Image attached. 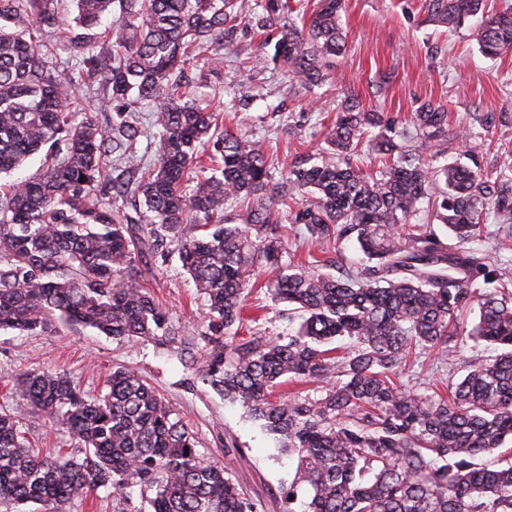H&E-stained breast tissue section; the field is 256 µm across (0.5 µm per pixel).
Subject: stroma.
<instances>
[{
	"instance_id": "stroma-1",
	"label": "stroma",
	"mask_w": 512,
	"mask_h": 512,
	"mask_svg": "<svg viewBox=\"0 0 512 512\" xmlns=\"http://www.w3.org/2000/svg\"><path fill=\"white\" fill-rule=\"evenodd\" d=\"M428 0H343L341 23L347 32L344 53L328 67L322 85L305 87L289 81L282 64L259 63L261 42L256 30L239 25L224 43V65L211 68L197 59L187 72L185 99L219 113L223 129L261 141L280 175L295 156L325 149L327 128L348 94L361 106L395 120L407 119L427 100L444 104L448 124L481 139V167L512 171V58L484 57L467 27L448 28L429 21ZM244 83L252 97L245 108H234L224 92L227 84ZM494 115L493 126L482 122ZM151 291L182 335L202 330L206 309L183 269L176 250L155 257ZM269 269H261L247 303L251 331L288 335V306L276 302L266 286ZM482 348L464 345L457 361L408 364L403 380L408 389L426 381L454 382L460 363L483 358ZM49 367L67 373L89 395L98 393L113 370L138 368L156 390L193 426L204 458L221 460L246 498L260 512H303L284 493L292 480L295 460L239 405L225 400L184 369L166 349L140 339H115L91 328L29 336L0 330V407L16 408L9 391L24 372ZM140 493L129 498L98 489L72 502L70 512H147Z\"/></svg>"
}]
</instances>
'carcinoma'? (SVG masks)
<instances>
[{"label":"carcinoma","instance_id":"obj_1","mask_svg":"<svg viewBox=\"0 0 512 512\" xmlns=\"http://www.w3.org/2000/svg\"><path fill=\"white\" fill-rule=\"evenodd\" d=\"M115 3L126 10L95 52L92 35L63 27L57 0H0V174L44 153L38 176L0 197V329L90 327L168 349L297 459L285 498L305 493L304 512H512V465L479 462L512 440V261L471 246L490 220L512 229V178L481 168L482 142L448 128L439 103H421L397 133L348 97L323 154L296 157L276 180L260 142L219 130V114L182 101V72L200 55L223 64L216 45L243 18L289 78L321 82L346 45L342 0H317L299 25L282 22L290 0L246 15L239 0H76L77 23L99 26ZM427 11L450 28L469 24L483 56L512 54V8L429 0ZM44 31L101 78L102 107L116 120L99 125L73 79L45 64ZM138 102L151 105L156 129L146 169L136 164L139 130L122 117ZM457 140L470 163L433 165ZM114 154L140 173L134 188L113 176ZM361 154L383 156V168L371 173ZM129 191L142 204L135 215L106 200ZM237 197L251 208L245 223L229 224L224 208ZM289 224L319 244H353L362 261L326 252L307 267L283 264ZM172 242L208 307L191 338L132 274L133 259L149 271ZM263 267L289 321L299 320L286 338L239 335L246 290ZM344 337L354 346L339 354L332 344ZM468 340L494 354L467 362L446 392L403 386L410 357L452 359ZM288 379L318 382L320 394L275 395ZM16 389L83 456L42 455L18 412L1 408L0 500L69 512L91 490L136 487L152 512H257L137 371H112L91 398L49 368L25 372Z\"/></svg>","mask_w":512,"mask_h":512}]
</instances>
